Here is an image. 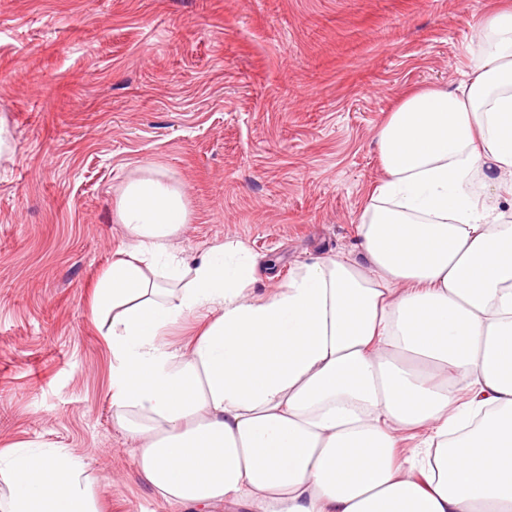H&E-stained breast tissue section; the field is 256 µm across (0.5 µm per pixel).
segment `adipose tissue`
<instances>
[{"mask_svg": "<svg viewBox=\"0 0 512 512\" xmlns=\"http://www.w3.org/2000/svg\"><path fill=\"white\" fill-rule=\"evenodd\" d=\"M358 250L271 294L219 242L188 261L185 196L156 173L116 200L128 242L92 302L114 421L167 502L210 512H512V8L480 25L468 81L406 96ZM204 330L165 341L188 319ZM416 444L402 453L406 435ZM0 512H98L84 461L0 450Z\"/></svg>", "mask_w": 512, "mask_h": 512, "instance_id": "1", "label": "adipose tissue"}]
</instances>
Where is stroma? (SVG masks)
I'll return each instance as SVG.
<instances>
[{
    "label": "stroma",
    "mask_w": 512,
    "mask_h": 512,
    "mask_svg": "<svg viewBox=\"0 0 512 512\" xmlns=\"http://www.w3.org/2000/svg\"><path fill=\"white\" fill-rule=\"evenodd\" d=\"M505 0H0V448L83 458L101 512H192L139 478L113 424L93 322L126 241L119 188L157 170L187 197L176 244L258 257V291L356 248L382 177L376 133L457 86Z\"/></svg>",
    "instance_id": "35a3bbf8"
}]
</instances>
